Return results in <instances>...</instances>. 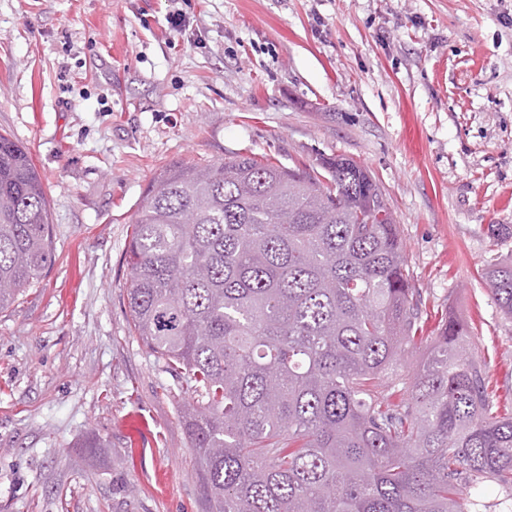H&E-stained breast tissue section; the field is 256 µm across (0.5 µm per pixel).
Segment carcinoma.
Here are the masks:
<instances>
[{
	"mask_svg": "<svg viewBox=\"0 0 512 512\" xmlns=\"http://www.w3.org/2000/svg\"><path fill=\"white\" fill-rule=\"evenodd\" d=\"M52 259L42 178L0 134V309ZM126 263L131 328L189 394L204 512H479L486 483L512 499V411L458 321L428 328L365 167L167 164ZM482 278L512 318V255ZM417 339L392 404L379 380Z\"/></svg>",
	"mask_w": 512,
	"mask_h": 512,
	"instance_id": "1",
	"label": "carcinoma"
}]
</instances>
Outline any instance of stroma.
<instances>
[{
  "label": "stroma",
  "mask_w": 512,
  "mask_h": 512,
  "mask_svg": "<svg viewBox=\"0 0 512 512\" xmlns=\"http://www.w3.org/2000/svg\"><path fill=\"white\" fill-rule=\"evenodd\" d=\"M0 134L42 178L55 255L0 310V512H202L178 381L127 317L132 222L173 161L365 166L422 312L466 325L512 395L480 277L512 253L491 233L512 225V0H0Z\"/></svg>",
  "instance_id": "35a3bbf8"
}]
</instances>
